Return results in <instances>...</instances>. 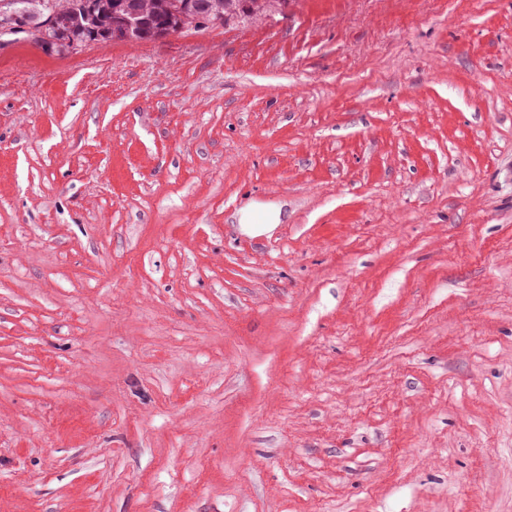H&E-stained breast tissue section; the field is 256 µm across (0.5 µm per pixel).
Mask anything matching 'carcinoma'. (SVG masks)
Returning a JSON list of instances; mask_svg holds the SVG:
<instances>
[{
  "mask_svg": "<svg viewBox=\"0 0 512 512\" xmlns=\"http://www.w3.org/2000/svg\"><path fill=\"white\" fill-rule=\"evenodd\" d=\"M266 0H17L0 5V37L19 36L45 50H76L91 42L112 40L114 29L130 14L140 24L127 29L125 40L148 41L159 33H185L262 12Z\"/></svg>",
  "mask_w": 512,
  "mask_h": 512,
  "instance_id": "1",
  "label": "carcinoma"
}]
</instances>
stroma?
<instances>
[{"mask_svg": "<svg viewBox=\"0 0 512 512\" xmlns=\"http://www.w3.org/2000/svg\"><path fill=\"white\" fill-rule=\"evenodd\" d=\"M0 512H512V0L1 40ZM281 221L282 209H264L253 202L238 211L239 230L251 237L270 234Z\"/></svg>", "mask_w": 512, "mask_h": 512, "instance_id": "1", "label": "stroma"}]
</instances>
